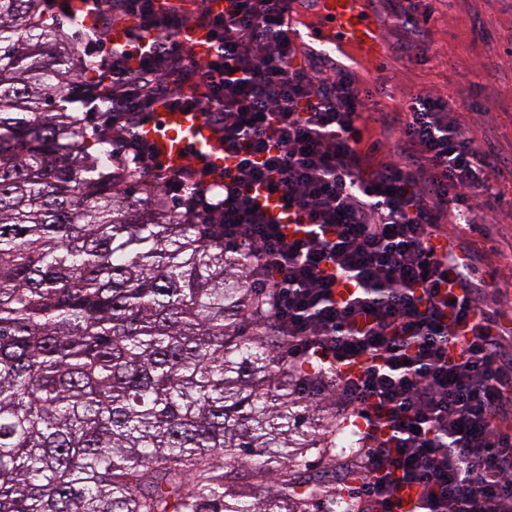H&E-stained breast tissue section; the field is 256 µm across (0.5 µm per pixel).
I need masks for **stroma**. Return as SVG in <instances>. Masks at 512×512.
<instances>
[{
    "instance_id": "stroma-1",
    "label": "stroma",
    "mask_w": 512,
    "mask_h": 512,
    "mask_svg": "<svg viewBox=\"0 0 512 512\" xmlns=\"http://www.w3.org/2000/svg\"><path fill=\"white\" fill-rule=\"evenodd\" d=\"M422 3L432 17L420 48L409 49L411 37L402 23L383 32L387 70L367 139L396 149L397 111L424 90L457 102L467 136L495 143L502 158L495 222L486 231H466L463 249L485 255L478 275L488 284V305L512 318V0Z\"/></svg>"
}]
</instances>
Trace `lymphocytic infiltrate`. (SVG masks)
Here are the masks:
<instances>
[{
	"label": "lymphocytic infiltrate",
	"mask_w": 512,
	"mask_h": 512,
	"mask_svg": "<svg viewBox=\"0 0 512 512\" xmlns=\"http://www.w3.org/2000/svg\"><path fill=\"white\" fill-rule=\"evenodd\" d=\"M154 0H93L90 50L113 18H132L147 50L112 49L102 71L120 94L114 123L141 127L157 101L198 105L234 167L188 163L164 186L182 208L224 226L229 252L255 251V280L272 290V319L289 362L335 390L363 445L360 494L371 512H512V353L486 310L479 253L435 252L440 227L490 223L499 156L467 137L455 101L414 94L402 107L400 150L378 161L350 77L290 70L281 29L287 0H230L224 17ZM211 26L216 55L190 61L171 39L186 22ZM262 185L306 229L288 239L251 194ZM352 293L337 299L338 281ZM359 362L349 377L344 367ZM418 487L404 510L397 492Z\"/></svg>",
	"instance_id": "f902f5d3"
}]
</instances>
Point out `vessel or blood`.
<instances>
[{
	"instance_id": "1",
	"label": "vessel or blood",
	"mask_w": 512,
	"mask_h": 512,
	"mask_svg": "<svg viewBox=\"0 0 512 512\" xmlns=\"http://www.w3.org/2000/svg\"><path fill=\"white\" fill-rule=\"evenodd\" d=\"M314 3L318 12L310 25L313 38L331 36L336 42L351 44L369 58L383 61L381 29L384 21L374 7V0H314ZM283 28L296 51L292 66H306L308 45L296 39L292 14H285ZM176 39L196 60H208L215 54L216 45L207 28L185 27ZM139 135L163 166L173 173L182 170L193 155L218 172L234 164L233 158L224 154L214 130L196 107L162 108L141 127Z\"/></svg>"
}]
</instances>
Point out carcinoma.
I'll return each instance as SVG.
<instances>
[{"label":"carcinoma","mask_w":512,"mask_h":512,"mask_svg":"<svg viewBox=\"0 0 512 512\" xmlns=\"http://www.w3.org/2000/svg\"><path fill=\"white\" fill-rule=\"evenodd\" d=\"M0 0V512H324L341 414L216 219L111 127L87 145L76 34Z\"/></svg>","instance_id":"obj_1"}]
</instances>
